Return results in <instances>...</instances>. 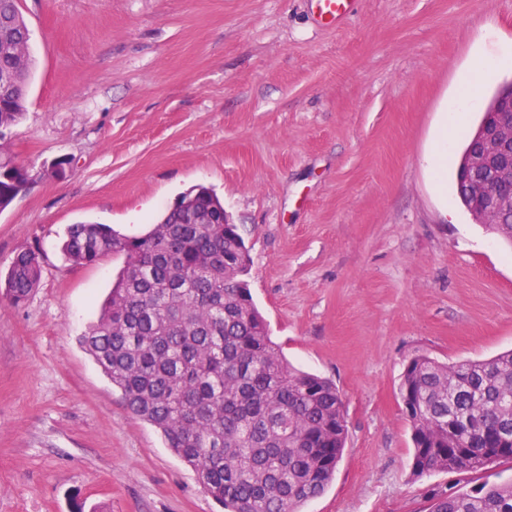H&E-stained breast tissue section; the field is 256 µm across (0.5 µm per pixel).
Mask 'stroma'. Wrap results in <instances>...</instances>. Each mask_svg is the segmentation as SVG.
Instances as JSON below:
<instances>
[{
  "instance_id": "stroma-1",
  "label": "stroma",
  "mask_w": 512,
  "mask_h": 512,
  "mask_svg": "<svg viewBox=\"0 0 512 512\" xmlns=\"http://www.w3.org/2000/svg\"><path fill=\"white\" fill-rule=\"evenodd\" d=\"M34 66L4 141L30 177L0 211V279L41 255L32 296H0V512H224L79 339L124 265L65 259L69 225L146 233L212 188L249 251L246 281L297 369L339 389L348 436L301 512H427L432 492L512 479L412 474L407 364L512 350V243L477 223L453 176L512 66V0H355L340 23L312 0H19ZM449 176L423 157L446 101ZM68 159L63 178L44 177ZM472 106V99L468 97L454 101L448 110L444 112V129L442 134L433 142L429 152L424 156L423 164L429 171L431 179L436 186H439L443 172L448 169V156L450 155L451 144L448 142V123L450 127L462 128L463 117Z\"/></svg>"
}]
</instances>
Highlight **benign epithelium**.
<instances>
[{
	"instance_id": "obj_1",
	"label": "benign epithelium",
	"mask_w": 512,
	"mask_h": 512,
	"mask_svg": "<svg viewBox=\"0 0 512 512\" xmlns=\"http://www.w3.org/2000/svg\"><path fill=\"white\" fill-rule=\"evenodd\" d=\"M475 139L476 149L462 158L458 171L480 223L500 224L501 216L512 214V192L499 189L512 172V86L485 113Z\"/></svg>"
}]
</instances>
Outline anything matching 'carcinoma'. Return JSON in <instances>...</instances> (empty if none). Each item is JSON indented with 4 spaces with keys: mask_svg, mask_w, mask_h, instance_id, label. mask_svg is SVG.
<instances>
[{
    "mask_svg": "<svg viewBox=\"0 0 512 512\" xmlns=\"http://www.w3.org/2000/svg\"><path fill=\"white\" fill-rule=\"evenodd\" d=\"M0 140L26 112L34 66L17 0H0ZM25 181L0 143V197ZM191 210L167 211L138 237L105 224H72L63 253L75 264L109 253L125 262L82 347L130 412L155 427L225 512H299L332 480L347 439L342 397L330 381L299 371L271 340L244 276L248 253L210 189L185 194ZM41 278L40 254L13 258L4 281L25 302ZM412 430L413 474L478 473L512 453V351L489 360L407 365L400 386ZM429 512H512V482L435 492Z\"/></svg>",
    "mask_w": 512,
    "mask_h": 512,
    "instance_id": "carcinoma-1",
    "label": "carcinoma"
}]
</instances>
